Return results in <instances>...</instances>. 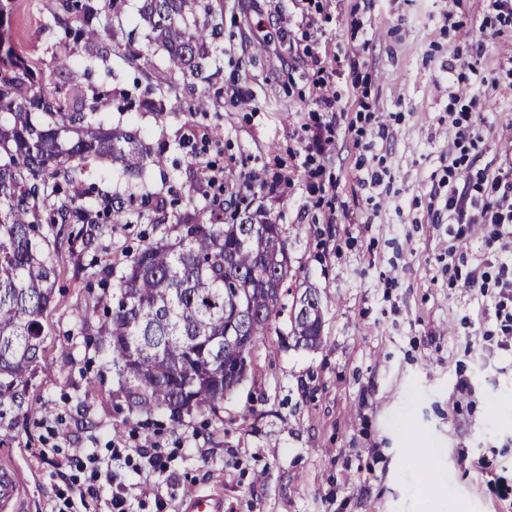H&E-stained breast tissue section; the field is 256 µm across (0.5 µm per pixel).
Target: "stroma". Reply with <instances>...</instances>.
I'll use <instances>...</instances> for the list:
<instances>
[{"label": "stroma", "instance_id": "35a3bbf8", "mask_svg": "<svg viewBox=\"0 0 512 512\" xmlns=\"http://www.w3.org/2000/svg\"><path fill=\"white\" fill-rule=\"evenodd\" d=\"M120 2L116 16L142 55L133 65L111 57L89 76L58 69L65 33L52 0H16L10 27L48 80L164 85L168 55L139 23L143 0ZM210 2L224 34L209 81L166 93L163 122L109 105L92 118L165 148L168 161L133 188L111 162L93 164L84 190H173L179 201L64 246L40 357L0 390V465L22 477V512H62L70 494L44 452L106 455L116 440L164 450L154 492L131 499V512H182L190 488L222 496L224 512H512V421L501 415L512 408V352L497 347L494 310L464 285L492 248L478 228L455 240L447 212L429 208L447 177L449 67L469 63L479 75L467 90L481 131L472 171L512 165V26L486 0ZM324 77L338 95L333 112L314 105ZM197 93L201 112L189 109ZM199 158L223 172L225 197L246 196L255 221L282 225L298 283L321 295L323 342L309 351L267 336L217 414L176 422L128 409L78 308L97 271L118 284L138 248L174 241L179 213L203 204ZM381 166L384 197L360 183ZM252 174L264 185L249 191ZM421 446L433 468L408 456Z\"/></svg>", "mask_w": 512, "mask_h": 512}]
</instances>
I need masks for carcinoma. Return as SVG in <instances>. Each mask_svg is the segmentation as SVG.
<instances>
[{"label":"carcinoma","instance_id":"obj_1","mask_svg":"<svg viewBox=\"0 0 512 512\" xmlns=\"http://www.w3.org/2000/svg\"><path fill=\"white\" fill-rule=\"evenodd\" d=\"M211 17L190 20L189 0H145L154 40L167 48L170 82L196 86L210 68L209 42L223 34V20L210 4L197 3ZM12 0H0V376L22 378L37 361L45 336L43 315L53 302L59 278L57 254L71 242V224H98L99 202H83L70 191L99 158L119 164L118 175L140 181L146 160L163 167L155 153L121 130L88 122L104 100L131 111L138 106L162 113L137 95L138 86L68 93L44 83L43 73L17 52L7 21ZM100 0H53L51 17L83 44L82 64L91 70L109 50L132 63L140 53L133 42L108 47L112 25L101 22ZM158 197L111 206L113 223L148 219ZM224 203L204 199L194 215L176 218L172 242L149 243L130 260L116 288L102 289L84 323L102 312L97 335L104 337L112 363H120L122 392L129 408L150 415L167 410L172 420L197 412L217 414L236 381L224 362L252 363L257 344L288 315L284 339L316 350L322 311L313 288L283 303L292 278L288 242L278 224H246L238 210L224 219ZM53 237V250L39 241Z\"/></svg>","mask_w":512,"mask_h":512}]
</instances>
